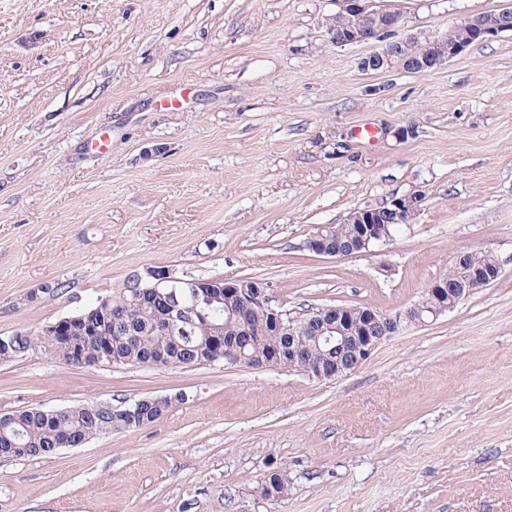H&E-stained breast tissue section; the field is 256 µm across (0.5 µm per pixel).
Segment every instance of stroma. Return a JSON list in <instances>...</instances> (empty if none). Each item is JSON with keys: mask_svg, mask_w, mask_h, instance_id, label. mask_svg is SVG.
I'll list each match as a JSON object with an SVG mask.
<instances>
[{"mask_svg": "<svg viewBox=\"0 0 512 512\" xmlns=\"http://www.w3.org/2000/svg\"><path fill=\"white\" fill-rule=\"evenodd\" d=\"M374 4L399 14L394 41L512 8ZM339 10L0 0V336L36 335L0 363V413L184 396L148 426L0 460V512H512V31L427 72L366 73L369 46L329 39ZM413 192L422 209L387 244L308 250L315 227ZM462 251L500 277L335 380L74 366L41 334L151 267L253 278L295 317L393 314ZM273 461L286 490L267 501ZM34 336L28 330H19L13 333L11 336L12 342L8 353L3 354V358H0V363L11 362L25 356V354L31 349ZM269 464H273L270 469H280L279 475H265L260 481L257 482V486L255 487L256 493L265 500L275 501L280 498L279 496L283 493L285 489V474L283 472V465L277 462H271ZM280 477H283V481H281Z\"/></svg>", "mask_w": 512, "mask_h": 512, "instance_id": "obj_1", "label": "stroma"}]
</instances>
